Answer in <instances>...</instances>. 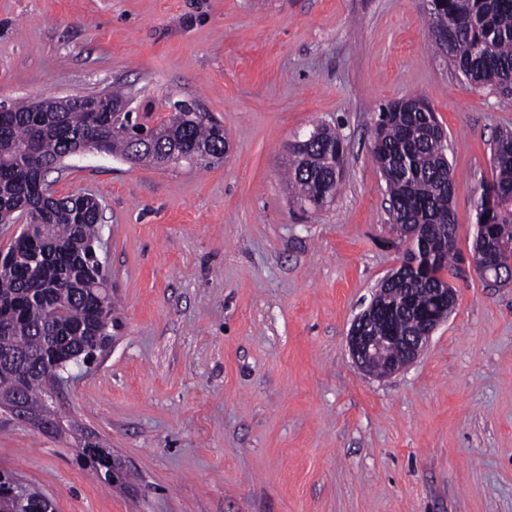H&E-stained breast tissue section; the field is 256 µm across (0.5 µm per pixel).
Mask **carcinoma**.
<instances>
[{"label":"carcinoma","mask_w":512,"mask_h":512,"mask_svg":"<svg viewBox=\"0 0 512 512\" xmlns=\"http://www.w3.org/2000/svg\"><path fill=\"white\" fill-rule=\"evenodd\" d=\"M430 23L443 29L436 42L454 68L476 85H494L512 94V0H432ZM58 99L39 102L40 112L16 103L0 112V224L17 212L29 217L28 231L9 247L12 258L0 266V352L18 355L28 373L25 396L40 408L43 375L52 357L72 355L96 336H111L115 305L103 286L107 274L94 259L100 209L87 195L58 199L45 175L60 157L85 142L101 143L113 156L126 149L123 128L133 118L112 123L110 112H87L73 106L56 111ZM167 122L152 129L154 139L133 165L163 163L165 152L181 146H204L207 156L177 154L169 163L201 164L224 156V127L195 105L182 103ZM443 128L421 94L389 103L375 121L372 156L383 175L388 212L394 229L420 231L408 258L407 274L395 284L414 309L431 302L429 289L443 284V272L456 260V247L444 241L455 231V184ZM300 154L289 153L287 180L301 208L332 203L341 187L345 147L327 127H318ZM475 223L486 225L483 245L500 254L501 266L512 267V132L493 143L492 179L474 190ZM394 327L413 335L426 328L408 313Z\"/></svg>","instance_id":"carcinoma-1"}]
</instances>
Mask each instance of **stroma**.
<instances>
[{
    "label": "stroma",
    "instance_id": "1",
    "mask_svg": "<svg viewBox=\"0 0 512 512\" xmlns=\"http://www.w3.org/2000/svg\"><path fill=\"white\" fill-rule=\"evenodd\" d=\"M426 0H0V102L122 86L139 121L197 105L230 139L203 168L110 155L47 173L100 203L116 324L73 365L55 410L108 448L104 486L72 436L0 411V470L54 512H512V281L446 275L448 318L386 378L347 334L403 259L373 124L425 95L447 137L456 247L476 233L512 95L435 47ZM323 125L346 146L333 205L301 211L289 142Z\"/></svg>",
    "mask_w": 512,
    "mask_h": 512
}]
</instances>
